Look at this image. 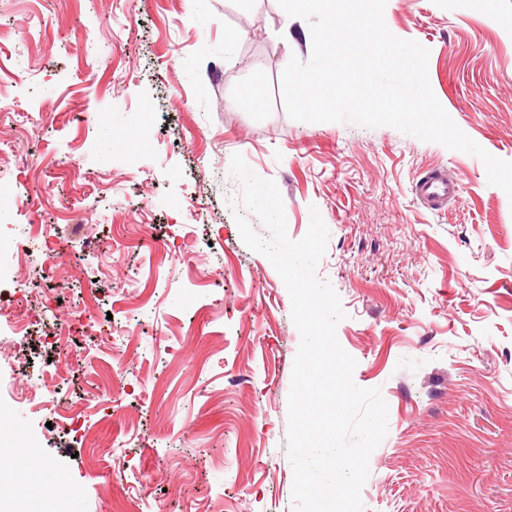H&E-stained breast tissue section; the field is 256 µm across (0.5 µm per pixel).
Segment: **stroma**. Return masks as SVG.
<instances>
[{
  "label": "stroma",
  "mask_w": 512,
  "mask_h": 512,
  "mask_svg": "<svg viewBox=\"0 0 512 512\" xmlns=\"http://www.w3.org/2000/svg\"><path fill=\"white\" fill-rule=\"evenodd\" d=\"M384 18L429 49L454 123L512 161V0H387ZM309 33L277 0H0V104L33 118L0 124V197L11 235L62 247L54 277L16 262L0 282L31 320L0 323V379L57 385L0 408V438L35 442L0 463V512H292L300 334L227 205L236 153L276 182L291 239L314 207L330 231L336 336L388 406L365 512H512V199L475 156L291 119L279 77ZM438 167L460 190L433 211L413 189Z\"/></svg>",
  "instance_id": "obj_1"
}]
</instances>
